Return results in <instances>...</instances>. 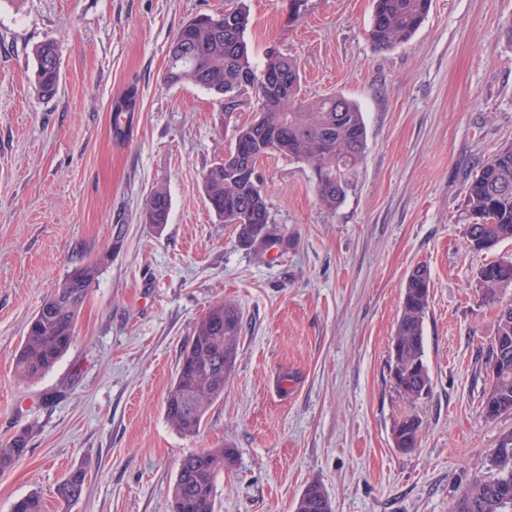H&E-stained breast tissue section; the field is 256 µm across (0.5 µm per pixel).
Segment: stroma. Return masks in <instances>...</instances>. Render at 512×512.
<instances>
[{
  "mask_svg": "<svg viewBox=\"0 0 512 512\" xmlns=\"http://www.w3.org/2000/svg\"><path fill=\"white\" fill-rule=\"evenodd\" d=\"M245 2L253 59H295L306 97L355 101L365 160L336 209L308 167L272 155L258 171L272 241L242 245L218 221L203 175L252 108L225 118L213 94L167 85L168 45L191 17ZM373 0H0V441L27 453L0 471V512L86 471L65 512H172L181 459L231 448L216 512H294L310 482L333 512H448L504 437L512 414L481 412L485 355L499 307L477 273L502 255L468 244L464 181L512 141V0H433L413 38L376 50ZM59 49L60 83L41 96L34 47ZM136 86L132 134L114 143L109 104ZM167 192V224L142 223ZM81 261L102 269L69 351L41 379L18 382L13 358L43 299ZM430 274L424 319L427 397L393 386L389 346L407 277ZM243 316L224 397L197 435L167 422L166 395L186 341L213 304ZM416 415L417 447L394 424Z\"/></svg>",
  "mask_w": 512,
  "mask_h": 512,
  "instance_id": "1",
  "label": "stroma"
}]
</instances>
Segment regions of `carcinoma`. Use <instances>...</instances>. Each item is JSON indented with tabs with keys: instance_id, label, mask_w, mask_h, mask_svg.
I'll return each mask as SVG.
<instances>
[{
	"instance_id": "obj_1",
	"label": "carcinoma",
	"mask_w": 512,
	"mask_h": 512,
	"mask_svg": "<svg viewBox=\"0 0 512 512\" xmlns=\"http://www.w3.org/2000/svg\"><path fill=\"white\" fill-rule=\"evenodd\" d=\"M432 0H374L368 38L377 50L407 43L425 20ZM219 15H200L186 22L168 46L166 82L192 85L216 96L220 110L229 116L245 104L257 107V119L235 129L228 152L203 176L209 207L224 223L235 226L242 243L254 247L271 235V217L257 181L262 158L280 154L302 161L311 170L319 202L328 209L341 204L354 186L365 159L367 130L359 107L341 94L314 100L301 97V75L297 62L274 47L262 64L253 61L245 39L249 23L244 5ZM36 85L53 95L59 83V55L54 42L44 41L34 49ZM284 74L288 83L270 94L264 77ZM139 109L134 86L112 98V139H126ZM464 197L472 222L467 226L470 247L491 250L512 240V142L502 145L482 162L464 184ZM170 198L154 190L143 207L146 224L168 223ZM100 263L79 262L63 282L42 301L27 325L15 354V370L23 382H34L49 372L68 352L75 336L78 313L89 289L100 274ZM430 276L426 267L409 274L391 342L399 346L394 386L409 398L418 399L431 390L424 363V317L429 304ZM478 283L487 303L497 300L501 289L512 285V258H501L482 266ZM242 317L227 303L212 305L197 322L184 351L185 367L164 404L169 424L184 436L199 433L212 404L224 397V379L237 357ZM488 388L481 408L488 419L512 413V305L500 307L497 331L487 355ZM421 423L415 416L401 418L392 429L401 447L417 446ZM27 451L21 433L0 443V471L10 468ZM231 448H210L183 457L173 488V512H215V481L234 465ZM488 477L466 485L449 512H512V436L495 449L487 461ZM86 473L70 472L57 486L58 500L70 505L85 491ZM13 512H42L41 498L31 493L18 499ZM294 512H332L329 496L321 484L309 483L299 495Z\"/></svg>"
}]
</instances>
